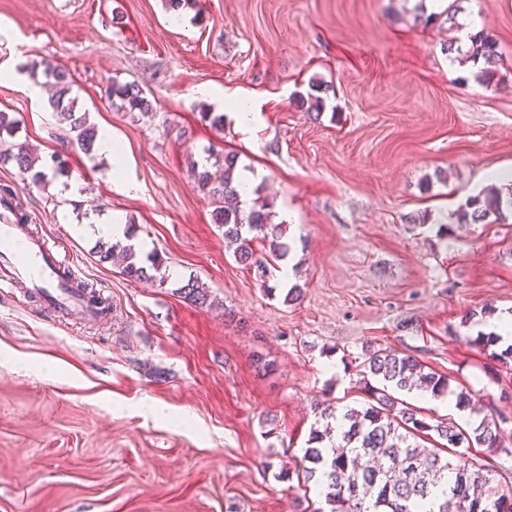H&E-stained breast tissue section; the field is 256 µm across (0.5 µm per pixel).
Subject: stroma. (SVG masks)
I'll return each instance as SVG.
<instances>
[{
  "instance_id": "stroma-1",
  "label": "stroma",
  "mask_w": 512,
  "mask_h": 512,
  "mask_svg": "<svg viewBox=\"0 0 512 512\" xmlns=\"http://www.w3.org/2000/svg\"><path fill=\"white\" fill-rule=\"evenodd\" d=\"M415 5L205 0L178 26L165 0H0V66L64 65L78 111L122 150L73 148L75 131L26 90L43 74L0 80L18 140L69 165L44 186L3 165L0 186L112 302L111 323L89 329L26 290L0 293V512H317L325 498L299 462L320 406L365 405L370 350L412 355L512 419V362L469 342L491 323L484 306L512 311V214L454 216L512 173V0L458 3L497 42L488 84L449 70L457 27L416 20ZM112 79L140 84L152 114L113 108ZM312 80L330 87L318 115L291 101ZM227 94L251 101L249 132L201 119ZM209 148L237 152L286 224L298 300L235 261L190 169ZM115 165L136 191L118 190ZM116 212L164 258L165 283L99 262ZM192 276L211 305L178 294Z\"/></svg>"
}]
</instances>
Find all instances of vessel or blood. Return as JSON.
<instances>
[{
	"label": "vessel or blood",
	"instance_id": "1",
	"mask_svg": "<svg viewBox=\"0 0 512 512\" xmlns=\"http://www.w3.org/2000/svg\"><path fill=\"white\" fill-rule=\"evenodd\" d=\"M25 287L61 315L86 323L105 319V303L92 295L71 262L47 236L31 234L0 204V290Z\"/></svg>",
	"mask_w": 512,
	"mask_h": 512
}]
</instances>
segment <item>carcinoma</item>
<instances>
[{
	"mask_svg": "<svg viewBox=\"0 0 512 512\" xmlns=\"http://www.w3.org/2000/svg\"><path fill=\"white\" fill-rule=\"evenodd\" d=\"M457 53L465 64L498 57L496 43L482 33L470 37L463 51L448 44V53ZM43 74L54 87L53 109L77 131L76 142L87 155L95 152L98 129L86 118L75 116L73 77L63 66L43 63ZM328 86L320 81L297 92L292 103L309 112H321L326 106ZM107 99L119 102L130 113L146 115L152 104L145 90L135 82L113 81L106 89ZM17 126L7 113L0 112V164L11 162L20 175L34 183L48 181V174L65 173V160L57 155L36 168L37 160L26 146L14 142ZM207 153L205 163L193 167L199 189L216 199L215 223L224 229V240L235 246L236 260L255 271L262 284L273 275L275 262L287 258L291 245L283 238V225L271 222L266 202L255 198L242 200L236 175L238 157L223 156L224 177H212ZM512 208V183L506 190L480 192L469 197L455 212L459 224H485ZM266 247L257 254L254 244ZM101 262H120L122 273L131 280L165 281L162 259L153 252L143 253L132 244L117 242L100 247ZM177 293L198 306L209 304L210 293L194 278H188ZM360 382L368 403L362 408L338 411L328 405L320 413L319 426L310 430L303 449V470L313 477L321 473L329 512H512V485L497 482L493 473L468 457L471 448L500 450L512 443V433L504 428L505 417L481 418L465 430L450 418L431 423L421 409L406 404L391 394L393 390L421 389L434 397L451 392V378L426 366L416 358L397 351L375 350L363 362ZM436 435L428 448L423 438Z\"/></svg>",
	"mask_w": 512,
	"mask_h": 512,
	"instance_id": "cac0c4a2",
	"label": "carcinoma"
}]
</instances>
